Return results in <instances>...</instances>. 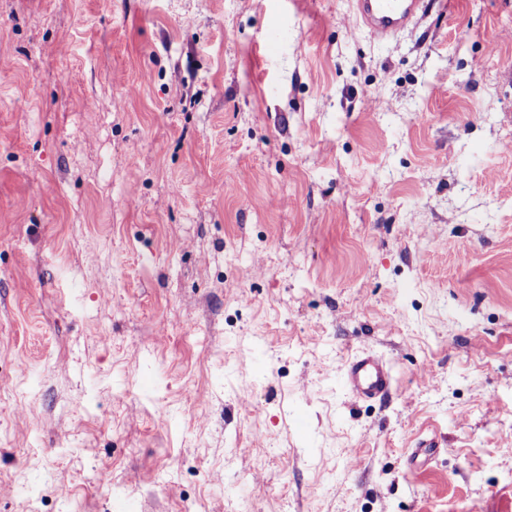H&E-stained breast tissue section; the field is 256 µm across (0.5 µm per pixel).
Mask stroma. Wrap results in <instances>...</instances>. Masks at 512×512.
Instances as JSON below:
<instances>
[{"label":"stroma","mask_w":512,"mask_h":512,"mask_svg":"<svg viewBox=\"0 0 512 512\" xmlns=\"http://www.w3.org/2000/svg\"><path fill=\"white\" fill-rule=\"evenodd\" d=\"M0 512H512V0H0ZM428 7L426 0H356V14L365 27L380 39L389 38L410 26ZM342 380L348 392L358 401L383 399L393 387L390 365L369 353L349 358L342 368Z\"/></svg>","instance_id":"stroma-1"}]
</instances>
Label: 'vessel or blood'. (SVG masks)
<instances>
[{
  "label": "vessel or blood",
  "mask_w": 512,
  "mask_h": 512,
  "mask_svg": "<svg viewBox=\"0 0 512 512\" xmlns=\"http://www.w3.org/2000/svg\"><path fill=\"white\" fill-rule=\"evenodd\" d=\"M427 7V0H355L358 18L380 39L406 29ZM342 380L352 397L359 401L385 398L393 387L390 365L369 353L349 358L342 368Z\"/></svg>",
  "instance_id": "vessel-or-blood-1"
}]
</instances>
